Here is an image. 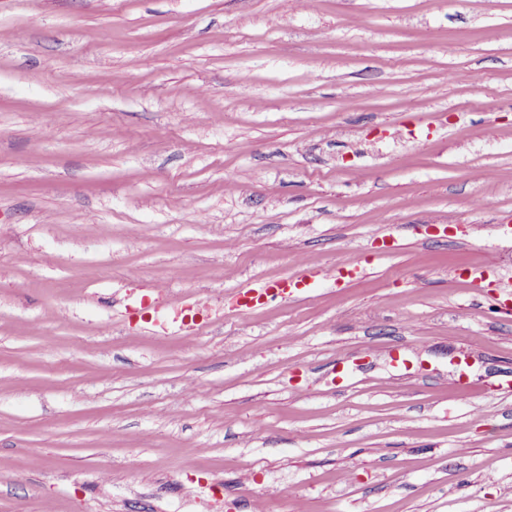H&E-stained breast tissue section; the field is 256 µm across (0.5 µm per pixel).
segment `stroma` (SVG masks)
I'll list each match as a JSON object with an SVG mask.
<instances>
[{
  "label": "stroma",
  "instance_id": "obj_1",
  "mask_svg": "<svg viewBox=\"0 0 512 512\" xmlns=\"http://www.w3.org/2000/svg\"><path fill=\"white\" fill-rule=\"evenodd\" d=\"M511 293L512 0H0V512H512ZM306 276H290L273 283H264L258 288H249L238 294V303L243 310L251 309L262 301H283L292 296L299 285H308Z\"/></svg>",
  "mask_w": 512,
  "mask_h": 512
}]
</instances>
